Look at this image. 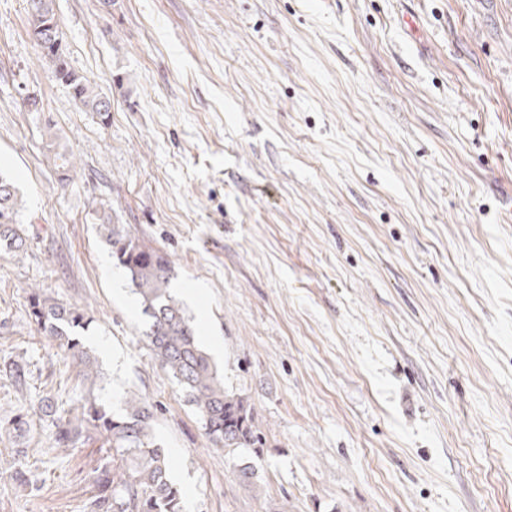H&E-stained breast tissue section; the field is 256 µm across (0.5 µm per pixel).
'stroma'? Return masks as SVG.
Here are the masks:
<instances>
[{
    "label": "stroma",
    "instance_id": "obj_1",
    "mask_svg": "<svg viewBox=\"0 0 512 512\" xmlns=\"http://www.w3.org/2000/svg\"><path fill=\"white\" fill-rule=\"evenodd\" d=\"M84 112L0 0V166L27 247L0 252V421L88 385L29 285L90 307L112 412L158 407L183 512H512V0H56ZM69 153L76 171L54 164ZM174 264L172 293L267 437L229 459L142 336L99 201ZM0 432V512H83L98 444ZM249 462L261 494L239 484ZM30 485H19L16 467ZM0 377L11 382L17 390H27L29 385L27 363L23 359L18 360L11 357L5 359L3 363H0Z\"/></svg>",
    "mask_w": 512,
    "mask_h": 512
}]
</instances>
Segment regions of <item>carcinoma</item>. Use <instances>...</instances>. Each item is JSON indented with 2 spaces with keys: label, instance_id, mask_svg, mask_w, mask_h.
<instances>
[{
  "label": "carcinoma",
  "instance_id": "obj_1",
  "mask_svg": "<svg viewBox=\"0 0 512 512\" xmlns=\"http://www.w3.org/2000/svg\"><path fill=\"white\" fill-rule=\"evenodd\" d=\"M28 2L36 5L43 21L58 22L55 0ZM36 48L40 61L55 80L68 87L82 111L102 112L110 96L69 66L63 47L38 44ZM21 205L16 181L0 169V251L16 254L26 246ZM96 220L115 264L125 273L147 317L144 336L154 364L176 379L213 445L234 458L244 448L264 447L266 435L250 399L225 388L217 366L199 343L194 319L171 294L173 266L167 254L141 244L126 225L115 223L112 208L104 202L96 208ZM28 315L37 333L58 342L81 367L83 378L96 383L95 362L79 339L94 321L89 310L33 288L28 295ZM0 377L20 391L27 389V363L4 360ZM38 410L40 419L51 423L52 447L75 449L100 440L112 450V461L103 460L94 470V495L86 512H182L181 490L170 478V458L154 433L157 406L146 397L129 393L120 414L109 412L91 390L77 407L61 410L44 398ZM7 424L6 431L16 441L27 439L31 423L26 415L19 413ZM235 473L241 485L259 490L260 477L254 466L238 464Z\"/></svg>",
  "mask_w": 512,
  "mask_h": 512
}]
</instances>
